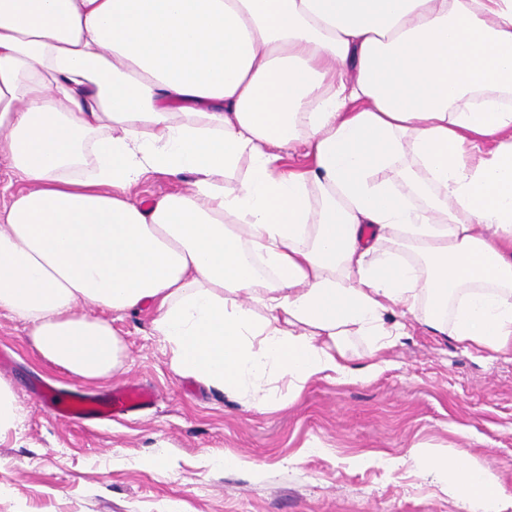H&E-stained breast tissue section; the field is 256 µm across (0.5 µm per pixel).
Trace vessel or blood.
<instances>
[{"instance_id":"b4317fda","label":"vessel or blood","mask_w":512,"mask_h":512,"mask_svg":"<svg viewBox=\"0 0 512 512\" xmlns=\"http://www.w3.org/2000/svg\"><path fill=\"white\" fill-rule=\"evenodd\" d=\"M40 400L50 415L89 426L141 412L153 403L154 396L146 389L133 385L113 390L100 404L90 401L77 390L44 394Z\"/></svg>"}]
</instances>
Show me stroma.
Masks as SVG:
<instances>
[{"label": "stroma", "instance_id": "1", "mask_svg": "<svg viewBox=\"0 0 512 512\" xmlns=\"http://www.w3.org/2000/svg\"><path fill=\"white\" fill-rule=\"evenodd\" d=\"M154 317L149 304L114 316L123 363L83 381L0 312V351L12 359L0 380L21 412L18 428L0 433V512H463L421 469L360 462L414 447L467 452L512 495V350H468L416 323L370 379L317 378L293 399L280 382L258 409L177 374ZM34 378L94 397L139 382L156 399L139 415L79 427L44 411ZM160 450L164 464L152 465ZM227 455L244 467L220 466Z\"/></svg>", "mask_w": 512, "mask_h": 512}]
</instances>
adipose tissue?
Returning <instances> with one entry per match:
<instances>
[{
	"mask_svg": "<svg viewBox=\"0 0 512 512\" xmlns=\"http://www.w3.org/2000/svg\"><path fill=\"white\" fill-rule=\"evenodd\" d=\"M0 154V311L75 377L148 303L178 374L256 408L372 376L349 337L411 317L512 349V0H0ZM148 173L191 189L142 205ZM386 465L512 512L467 454Z\"/></svg>",
	"mask_w": 512,
	"mask_h": 512,
	"instance_id": "ef3b65f1",
	"label": "adipose tissue"
}]
</instances>
